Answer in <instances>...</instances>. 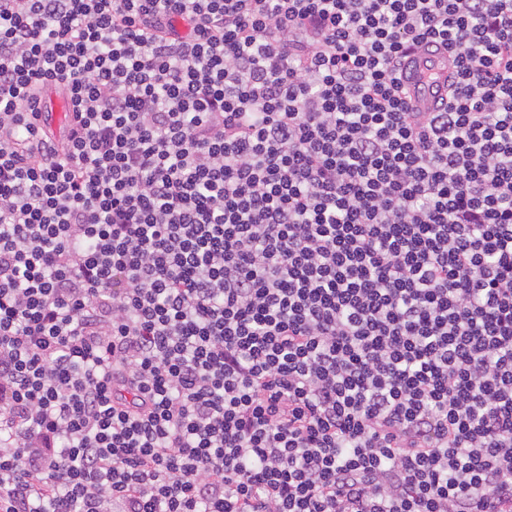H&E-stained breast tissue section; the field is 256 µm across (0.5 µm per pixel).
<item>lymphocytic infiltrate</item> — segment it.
Masks as SVG:
<instances>
[{
  "instance_id": "lymphocytic-infiltrate-1",
  "label": "lymphocytic infiltrate",
  "mask_w": 512,
  "mask_h": 512,
  "mask_svg": "<svg viewBox=\"0 0 512 512\" xmlns=\"http://www.w3.org/2000/svg\"><path fill=\"white\" fill-rule=\"evenodd\" d=\"M0 512H512V0H0ZM451 57L446 50L410 57L411 79L408 83L411 105L420 111L432 108L448 92Z\"/></svg>"
}]
</instances>
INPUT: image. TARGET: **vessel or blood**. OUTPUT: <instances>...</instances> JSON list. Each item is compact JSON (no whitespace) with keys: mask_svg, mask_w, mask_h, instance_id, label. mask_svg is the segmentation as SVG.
<instances>
[{"mask_svg":"<svg viewBox=\"0 0 512 512\" xmlns=\"http://www.w3.org/2000/svg\"><path fill=\"white\" fill-rule=\"evenodd\" d=\"M451 58L447 51L411 56L408 83L411 105L420 111L432 108L437 100L448 92V71Z\"/></svg>","mask_w":512,"mask_h":512,"instance_id":"b4317fda","label":"vessel or blood"}]
</instances>
